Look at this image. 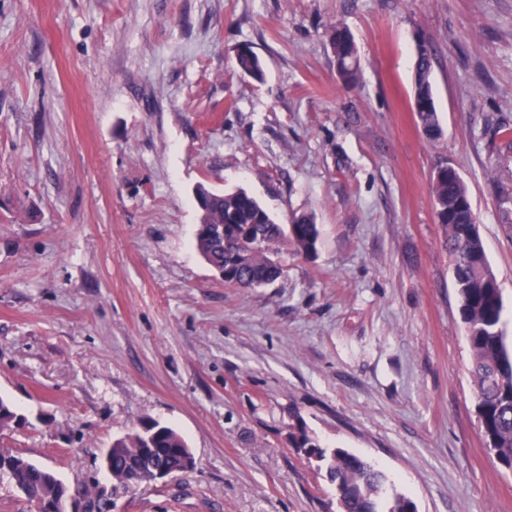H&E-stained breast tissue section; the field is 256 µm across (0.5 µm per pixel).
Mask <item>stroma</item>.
<instances>
[{
  "mask_svg": "<svg viewBox=\"0 0 512 512\" xmlns=\"http://www.w3.org/2000/svg\"><path fill=\"white\" fill-rule=\"evenodd\" d=\"M348 27L360 77L327 43ZM435 54L443 135L412 110ZM245 45L255 81L235 67ZM512 0H0V446L70 486L143 419L195 466L115 512H336L291 436L370 460L417 512H512L482 436L430 179L466 183L512 313ZM310 213L314 256L224 285L197 183ZM328 45L336 62V72L344 86L356 85L359 75L357 46L352 33L341 25L328 32ZM434 53L428 42L420 45L416 56L413 74V95L421 98L425 103V108L419 110L417 99L413 98V111L417 112L416 121L424 131V137L434 142L442 136V127L439 121V113L435 104L431 74L434 63ZM236 66L245 75L257 80L263 79L264 69L262 60L249 46L243 47L237 53ZM19 423L34 426L29 417L19 407L0 397V432L18 426Z\"/></svg>",
  "mask_w": 512,
  "mask_h": 512,
  "instance_id": "obj_1",
  "label": "stroma"
}]
</instances>
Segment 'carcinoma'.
Listing matches in <instances>:
<instances>
[{"label":"carcinoma","instance_id":"obj_1","mask_svg":"<svg viewBox=\"0 0 512 512\" xmlns=\"http://www.w3.org/2000/svg\"><path fill=\"white\" fill-rule=\"evenodd\" d=\"M328 45L342 84L356 85L359 75L357 46L352 33L341 25L328 32ZM434 53L430 44L419 46L413 74V95L426 106L416 121L431 142L442 136L431 74ZM237 69L254 79L264 76L263 63L251 47L237 53ZM431 196L437 223L444 230V245L451 259V272L460 303V317L471 351L469 375L476 394V409L487 446L496 463L512 472V337L503 322L505 305L497 277L488 261L482 237L475 230L476 214L466 184L453 168L432 180ZM200 212L195 234L198 253L224 283L238 288H258L277 280L283 265L273 259L280 249L291 246L294 253L311 256L317 250L320 231L310 214H301L290 224H278L253 196L245 191L226 193L200 182L194 188ZM29 417L11 401L0 397V432ZM187 447L172 427L143 420L115 438L108 448L112 458V489L130 491L126 476L130 462L142 448H170L164 458L171 474L185 471L178 448ZM35 472L17 473L24 498L31 504L59 496L63 481L52 471L34 463ZM321 466L336 484L338 512H412L410 498L383 495L385 475L364 458L342 448H324ZM88 512H112L114 503L87 489Z\"/></svg>","mask_w":512,"mask_h":512}]
</instances>
